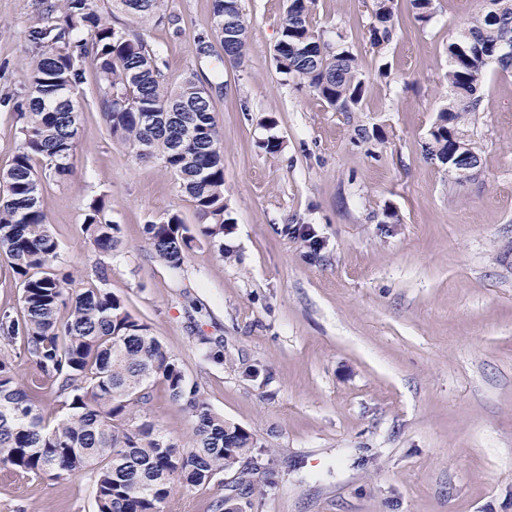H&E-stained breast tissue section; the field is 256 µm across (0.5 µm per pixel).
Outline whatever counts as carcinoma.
Instances as JSON below:
<instances>
[{
  "label": "carcinoma",
  "instance_id": "carcinoma-1",
  "mask_svg": "<svg viewBox=\"0 0 512 512\" xmlns=\"http://www.w3.org/2000/svg\"><path fill=\"white\" fill-rule=\"evenodd\" d=\"M94 0H56L51 21L32 28L34 51L26 63L29 86L18 109L19 145L0 171V253L22 285L21 311L0 313V337L20 343L55 385L63 411L48 420L37 393L15 379L12 358L0 355V468L50 479L88 474L97 512H161L174 482L201 486L237 470L250 483L261 464L254 437L211 408L178 360L152 336L149 324L112 291L108 265L78 276L62 261L42 207L44 181L66 179L73 168L81 113L77 88L92 56L96 91L113 139L140 157H155L181 180L198 218L184 223L171 213L146 227L154 255L179 269L203 245L224 255L225 225L232 222L224 196V148L208 89L188 76L167 82L165 61L140 29L165 18L166 0H112L130 24L114 25ZM394 0H373L369 42L396 36ZM480 15L448 33V103L425 143V155L448 165L456 180L470 176L479 158L470 120L486 109L482 86L490 67L512 71V0H480ZM316 0H287L277 69L336 112H359L365 81L353 53L330 42L312 23ZM415 18L432 19L433 0H411ZM212 34L224 60L240 65L248 47L242 0H212ZM106 196L92 199L81 231L102 257L112 256L119 226L104 220ZM295 237L316 250L313 227ZM161 383L194 421L188 450L162 434L142 413L151 388Z\"/></svg>",
  "mask_w": 512,
  "mask_h": 512
}]
</instances>
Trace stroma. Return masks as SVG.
Returning <instances> with one entry per match:
<instances>
[{"mask_svg": "<svg viewBox=\"0 0 512 512\" xmlns=\"http://www.w3.org/2000/svg\"><path fill=\"white\" fill-rule=\"evenodd\" d=\"M51 0H0V170L18 139L30 33ZM249 29L241 66L208 56L212 0H167L168 23L143 37L170 82L211 87L224 146L232 224L227 258L196 249L183 270L155 258L146 224L197 216L176 176L109 136L81 85L73 172L46 180L43 209L64 262L91 272L99 255L81 224L107 195L120 227L111 288L147 321L212 408L250 431L265 464L251 487L174 483L163 512H512V72L489 71L487 111L474 118L480 163L457 181L424 144L448 89V34L477 0H433L420 25L395 0L397 38L368 41L372 0H317L316 27L345 44L366 76L362 109L337 112L288 83L274 63L285 0H242ZM388 77H380V68ZM283 143L269 154L268 136ZM312 225L310 252L290 227ZM224 342V361L208 339ZM18 382L59 413L33 359L0 340ZM155 425L190 446L194 422L155 385ZM0 512H95L89 476L51 480L0 468Z\"/></svg>", "mask_w": 512, "mask_h": 512, "instance_id": "stroma-1", "label": "stroma"}]
</instances>
